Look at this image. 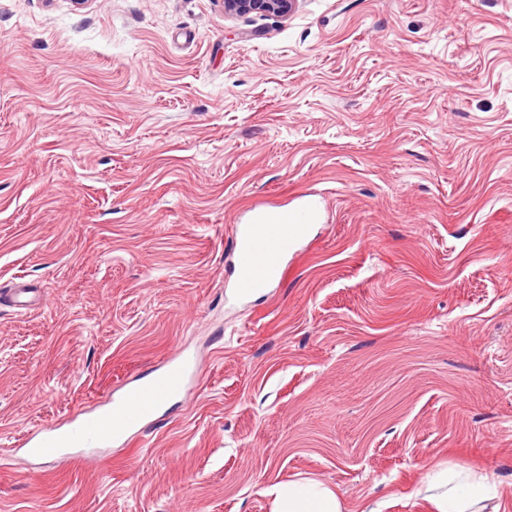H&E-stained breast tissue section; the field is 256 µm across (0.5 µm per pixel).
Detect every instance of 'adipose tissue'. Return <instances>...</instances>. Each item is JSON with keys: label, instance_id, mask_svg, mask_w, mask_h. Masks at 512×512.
<instances>
[{"label": "adipose tissue", "instance_id": "obj_1", "mask_svg": "<svg viewBox=\"0 0 512 512\" xmlns=\"http://www.w3.org/2000/svg\"><path fill=\"white\" fill-rule=\"evenodd\" d=\"M495 490L489 476L458 468L436 470L425 483L426 498L435 512H482ZM264 493L272 498L274 512H343L337 493L314 479L273 484Z\"/></svg>", "mask_w": 512, "mask_h": 512}]
</instances>
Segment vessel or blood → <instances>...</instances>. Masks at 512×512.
Returning a JSON list of instances; mask_svg holds the SVG:
<instances>
[{"label":"vessel or blood","instance_id":"vessel-or-blood-1","mask_svg":"<svg viewBox=\"0 0 512 512\" xmlns=\"http://www.w3.org/2000/svg\"><path fill=\"white\" fill-rule=\"evenodd\" d=\"M312 205L277 210L273 216L256 214L232 227L231 294L245 301L282 280L288 256L296 253L311 229ZM196 376L187 357L171 359L153 381L126 389L113 410L97 407L62 425L31 434L24 439L27 454L39 457L53 448L61 459H85L100 449L123 445L140 434L157 413L181 396Z\"/></svg>","mask_w":512,"mask_h":512}]
</instances>
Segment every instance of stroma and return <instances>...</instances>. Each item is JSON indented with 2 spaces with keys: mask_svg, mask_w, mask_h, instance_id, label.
I'll return each mask as SVG.
<instances>
[{
  "mask_svg": "<svg viewBox=\"0 0 512 512\" xmlns=\"http://www.w3.org/2000/svg\"><path fill=\"white\" fill-rule=\"evenodd\" d=\"M321 214L226 302L231 226ZM0 512H512V0H0ZM192 392L95 461L15 454L175 352ZM298 0H224V12L228 15L259 14L279 19L287 18ZM496 484L488 475H477L463 469H438L428 475L425 499L434 508V512H483L484 502L492 492L496 493ZM272 497L274 512H343L337 493L315 479L272 484L263 489Z\"/></svg>",
  "mask_w": 512,
  "mask_h": 512,
  "instance_id": "1",
  "label": "stroma"
}]
</instances>
